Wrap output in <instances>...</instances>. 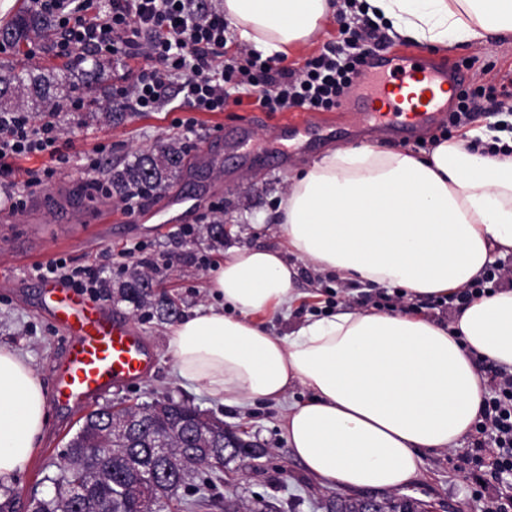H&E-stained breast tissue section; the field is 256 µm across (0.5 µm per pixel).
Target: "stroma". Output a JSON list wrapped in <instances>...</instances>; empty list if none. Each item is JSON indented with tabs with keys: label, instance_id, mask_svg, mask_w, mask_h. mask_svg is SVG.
Listing matches in <instances>:
<instances>
[{
	"label": "stroma",
	"instance_id": "stroma-1",
	"mask_svg": "<svg viewBox=\"0 0 512 512\" xmlns=\"http://www.w3.org/2000/svg\"><path fill=\"white\" fill-rule=\"evenodd\" d=\"M436 60L464 66L465 85L486 81L506 85L512 91V41L488 40L480 46L456 45L434 50ZM36 73L68 68L63 98L83 96L89 103L79 114L60 113L64 127L75 128L72 141L63 148L70 163L52 181L33 187L26 211L11 214L0 206V238L10 242L0 249V346L21 354L40 376L44 389H51L54 367L67 345L66 335L50 317L38 312L39 295L31 268L38 263L66 259L72 267H103L106 288L117 291L133 270L147 269L157 292L175 300L181 315L213 304L207 290L209 273L235 246L277 247L282 243L276 224V209L287 192L293 170L311 163L328 150L350 144H365L379 151L418 154V141L429 139L425 128L416 140L403 142L379 128L366 125L346 105L326 112L288 109L282 112L258 110L250 98L227 103L220 112L195 113L192 140L181 172L157 196L144 200L147 209L164 210L177 196H190L193 207L184 214L183 224L157 229L155 221L138 224L116 197H91L82 206L65 203L68 190L100 179L108 170L123 167L140 152L184 137L176 112H149L112 121L102 109L112 98L117 71L108 57H90L78 65L66 64L44 48L36 57L26 53L0 52V62ZM240 127L251 136L254 148L278 154L279 162L257 164L244 153L225 151L222 143L228 129ZM110 150L97 168L85 166L82 157L97 143ZM211 149L220 160L199 162L201 151ZM221 222L227 227L223 243L209 238L206 227ZM111 260H104V253ZM298 288L307 297L289 315L269 317L266 325L276 336L288 334L307 315L343 311L353 306L372 307L377 289L342 283L328 274L303 270ZM107 306L144 337L156 353V366L145 379L112 387L80 408L47 407V422L38 449L25 468L0 482V499L11 494L18 508L31 498L54 492L52 483L66 460L70 439L91 410L174 399L223 419L237 427L243 439L262 443L268 450L259 467L238 471L232 484L208 488L207 512H224V500L240 497L262 498L276 505L278 512H315L317 502L342 495V488L324 485L309 474L280 435L285 406L259 402L244 408H229L214 400L205 389L180 378L171 349L168 322L145 311L133 310L125 302L107 299ZM464 436L456 447L425 452L420 473L403 489L421 500L428 512H490L505 484L472 479L464 459L472 446Z\"/></svg>",
	"mask_w": 512,
	"mask_h": 512
}]
</instances>
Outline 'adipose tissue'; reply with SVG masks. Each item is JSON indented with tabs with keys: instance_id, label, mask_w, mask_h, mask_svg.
Returning <instances> with one entry per match:
<instances>
[{
	"instance_id": "ef3b65f1",
	"label": "adipose tissue",
	"mask_w": 512,
	"mask_h": 512,
	"mask_svg": "<svg viewBox=\"0 0 512 512\" xmlns=\"http://www.w3.org/2000/svg\"><path fill=\"white\" fill-rule=\"evenodd\" d=\"M342 0H222L241 41L290 57ZM375 22L448 48L512 39V0H359ZM469 129L422 157L368 146L328 151L290 179L277 210L283 244L233 247L212 269L222 301L171 326L179 376L228 407L283 402L280 424L312 475L348 490L404 487L428 449L456 447L483 404L480 362L512 371V282L463 305L451 323L355 309L308 316L284 336L267 318L292 310L302 267L346 283L440 298L512 254V154L470 150ZM303 387L308 396L293 401ZM47 418L43 384L0 347V478L33 456Z\"/></svg>"
}]
</instances>
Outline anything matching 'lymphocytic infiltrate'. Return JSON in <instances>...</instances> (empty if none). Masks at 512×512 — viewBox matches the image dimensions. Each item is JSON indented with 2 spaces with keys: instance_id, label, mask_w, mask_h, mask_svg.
Segmentation results:
<instances>
[{
  "instance_id": "lymphocytic-infiltrate-1",
  "label": "lymphocytic infiltrate",
  "mask_w": 512,
  "mask_h": 512,
  "mask_svg": "<svg viewBox=\"0 0 512 512\" xmlns=\"http://www.w3.org/2000/svg\"><path fill=\"white\" fill-rule=\"evenodd\" d=\"M36 11L54 17L52 49L57 56L83 59L109 55L137 61L132 74H121L112 88V105L123 112L162 111L170 103L187 112H220L231 95L254 98L264 112L292 107L310 112L330 111L350 88L366 57L389 45L387 36L370 19L355 17L343 24L341 41L327 44L298 69L277 66L274 59L240 49L226 57L229 23L223 10L203 9L195 0H105L89 15L90 0H32ZM72 133L49 106L40 119L17 109L0 113V174L11 171L13 159L45 155L42 171L28 174L25 189L0 185L12 213H23L28 189L54 178L69 158L59 143ZM40 280H60L77 291L97 292L103 281L84 270L68 272L57 259L35 266ZM473 459L491 474L512 471V372L491 367L488 394L476 422Z\"/></svg>"
}]
</instances>
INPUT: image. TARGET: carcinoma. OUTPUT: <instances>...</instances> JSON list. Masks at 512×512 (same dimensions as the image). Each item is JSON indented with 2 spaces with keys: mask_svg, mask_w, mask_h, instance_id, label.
<instances>
[{
  "mask_svg": "<svg viewBox=\"0 0 512 512\" xmlns=\"http://www.w3.org/2000/svg\"><path fill=\"white\" fill-rule=\"evenodd\" d=\"M51 21L39 13L17 15L0 28L8 48L16 49L35 36L46 35ZM59 78L26 71L9 70L0 74V108L19 105L29 100L52 103L57 98ZM185 151L177 142L158 146L136 156L135 161L110 172L112 194L123 199L131 194L152 197L161 191L173 173L184 162ZM121 300L136 310H150L161 320L170 321L179 314L176 302L156 294L150 275L135 271L118 289ZM127 417L140 419L142 429L134 447L130 440L114 431L112 424ZM196 418L193 407L156 401L134 404L103 412L89 413L67 449V463L53 478L54 497L40 500L38 512H198L207 505L204 495L183 498L179 490L187 487L198 473L206 474L205 484L223 480L225 471L211 467L203 458L190 452L198 444L191 435L190 425ZM165 440L169 448L166 467L162 468L150 498L138 499L126 494L125 485L132 477L134 466L158 465L154 455L156 442ZM93 444L96 450L88 451ZM323 512H367L362 495L324 500ZM378 512H425V504L408 495L381 498ZM224 512H274V506L259 500L247 502L241 498L224 499Z\"/></svg>",
  "mask_w": 512,
  "mask_h": 512,
  "instance_id": "obj_1",
  "label": "carcinoma"
}]
</instances>
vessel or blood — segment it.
<instances>
[{"mask_svg":"<svg viewBox=\"0 0 512 512\" xmlns=\"http://www.w3.org/2000/svg\"><path fill=\"white\" fill-rule=\"evenodd\" d=\"M368 66L385 87L378 107L365 118L386 128L398 117L406 129L417 130L433 122L448 109L447 100L433 97V89L452 88L461 80L458 70L388 51L376 52ZM412 85L418 87V96L406 95V87ZM39 288L43 310L68 338L49 393L52 404L94 402L112 386L140 380L152 370L155 356L143 337L102 301L76 294L55 280L40 282Z\"/></svg>","mask_w":512,"mask_h":512,"instance_id":"b4317fda","label":"vessel or blood"}]
</instances>
